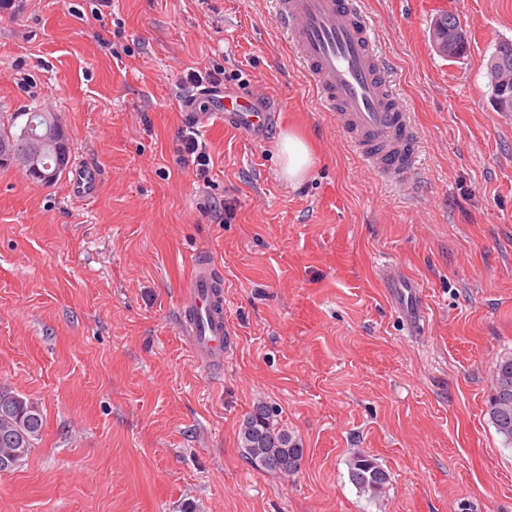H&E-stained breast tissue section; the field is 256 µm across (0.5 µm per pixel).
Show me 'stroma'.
<instances>
[{
	"mask_svg": "<svg viewBox=\"0 0 512 512\" xmlns=\"http://www.w3.org/2000/svg\"><path fill=\"white\" fill-rule=\"evenodd\" d=\"M18 3L0 12V113L59 114L101 188L0 170V388L44 416L0 472V512H512V448L486 415L512 354V116L486 77L512 0H361L419 130L399 185L320 109L269 0H112L99 19L96 0ZM442 10L470 44L454 61L429 38ZM206 64L313 144L300 184L276 139L221 126L202 134L209 184L179 166L180 79ZM195 254L224 276L215 369L180 333ZM391 270L420 287L417 335ZM260 402L301 439L298 473L242 456ZM358 451L391 475L379 496L348 480Z\"/></svg>",
	"mask_w": 512,
	"mask_h": 512,
	"instance_id": "1",
	"label": "stroma"
}]
</instances>
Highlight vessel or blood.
<instances>
[{
    "instance_id": "1",
    "label": "vessel or blood",
    "mask_w": 512,
    "mask_h": 512,
    "mask_svg": "<svg viewBox=\"0 0 512 512\" xmlns=\"http://www.w3.org/2000/svg\"><path fill=\"white\" fill-rule=\"evenodd\" d=\"M281 30L323 111L331 113L363 164L401 182L418 168V135L409 112L391 86L372 27L358 0H272ZM208 111L192 112L202 129L225 125L258 139L271 135L275 113L263 95L214 92ZM390 301L408 332L423 325L417 285L388 277ZM186 321L181 332L194 363L223 362L229 334L224 322V279L217 266L195 257L185 284Z\"/></svg>"
}]
</instances>
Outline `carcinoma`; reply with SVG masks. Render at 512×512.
I'll return each mask as SVG.
<instances>
[{"mask_svg":"<svg viewBox=\"0 0 512 512\" xmlns=\"http://www.w3.org/2000/svg\"><path fill=\"white\" fill-rule=\"evenodd\" d=\"M460 20L451 12H443L436 19L432 40L438 52L450 59L465 55L467 37L448 39L456 31ZM494 70L487 71L493 104L499 112H512V41L500 42L488 59ZM53 118L50 112L38 108L26 111L25 120L16 123V117L0 120V168H10L11 155L23 150L41 128ZM58 141L43 144L41 169L48 178L33 177L37 184H51L65 170L60 160ZM488 421L506 447H512V355L500 358L493 370V386L487 403ZM44 428L42 413L37 405L15 393L0 392V471L15 468L10 456L25 459L41 437ZM242 456L259 471L289 476L300 470L304 448L301 440L274 424V412L263 402L253 406L240 427ZM348 479L363 492L378 496L390 482V475L375 458L356 453L348 461Z\"/></svg>","mask_w":512,"mask_h":512,"instance_id":"1","label":"carcinoma"}]
</instances>
